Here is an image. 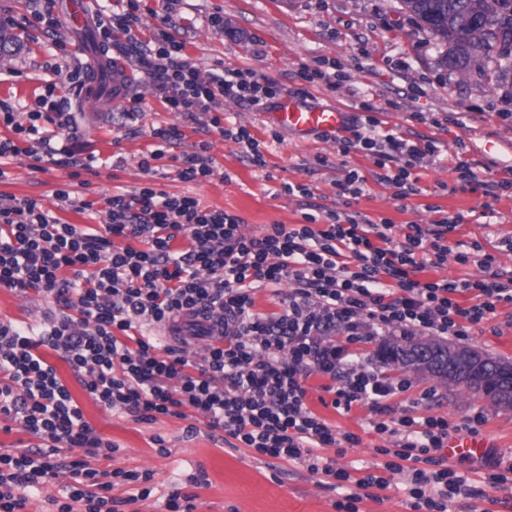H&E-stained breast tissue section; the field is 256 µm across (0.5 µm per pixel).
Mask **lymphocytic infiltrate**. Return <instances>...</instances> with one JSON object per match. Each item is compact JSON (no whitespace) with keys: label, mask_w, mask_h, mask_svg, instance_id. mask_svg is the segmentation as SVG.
Instances as JSON below:
<instances>
[{"label":"lymphocytic infiltrate","mask_w":512,"mask_h":512,"mask_svg":"<svg viewBox=\"0 0 512 512\" xmlns=\"http://www.w3.org/2000/svg\"><path fill=\"white\" fill-rule=\"evenodd\" d=\"M171 18L157 27L145 65L157 74L162 104L183 122L211 113L223 127L225 102L259 112L278 96L276 84L249 69L225 68L202 76L183 57V44L170 32ZM55 85L39 99V111L18 121L0 113L15 133L35 135L37 122L61 115L64 100ZM364 153L380 169L381 181L397 199L415 195L414 169L437 157L436 141L404 138L380 129L374 107L358 115L336 139V151ZM105 234L61 223L33 198L0 205V288L19 295L35 290L53 297L62 315L39 330L0 323V419L36 437L19 454H0V512H24L30 494L69 475L57 512H120L148 498L152 472L90 467L92 457H110L116 447L96 434L55 368L43 358L50 349L65 361L84 389L105 409L123 410L143 422L158 416L202 417L210 431H222L260 456L303 465L337 483L354 482L356 492L336 504L337 512H358L359 492L384 489L388 473L407 471L414 512H447L459 496L487 500L488 488L506 477L493 473L487 489L469 485L449 469L445 450L451 435L478 434L485 421L476 413L452 423L437 415L412 416L389 400L410 389L370 369L356 345L380 333L416 331L468 338L473 326L495 317L499 304L512 305V276L494 269L486 255L472 279H418L424 266L443 267L448 258L469 261L453 251L448 234L463 220L443 214L429 224L409 225L403 240L388 220L359 212L316 210L301 225L272 224L261 235L242 230V219L209 209L192 196L152 187L106 201ZM185 237L183 250L173 247ZM125 246H116V239ZM428 251V262L416 259ZM289 283L279 312L254 308V294L267 284ZM471 293L476 302L460 304ZM211 342L201 357L163 337L143 334L182 317ZM343 341H334L335 331ZM328 379L335 409L368 405L373 429L395 439L385 475L353 479L324 456L360 439L339 432L306 403V381ZM80 448L83 458L66 460L64 449ZM140 484L138 494L117 498L114 487Z\"/></svg>","instance_id":"lymphocytic-infiltrate-1"}]
</instances>
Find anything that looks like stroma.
<instances>
[{"mask_svg": "<svg viewBox=\"0 0 512 512\" xmlns=\"http://www.w3.org/2000/svg\"><path fill=\"white\" fill-rule=\"evenodd\" d=\"M44 0H0V111L34 112L48 84L59 74L82 68L83 83L67 91L68 105L59 124L40 122V133L27 138L0 124V139H11L22 154L0 158V202L32 197L60 222L80 229L104 231L105 201L116 193H135L145 186L196 197L208 208H217L243 219L250 235L272 224L301 223L303 198L285 194L283 184L302 183L313 191L312 204H336L338 178L344 165L358 168L366 178L363 196L351 200V210L370 218H389L395 238L408 225L426 224L435 210L464 214L465 220L448 235L449 245L478 244L493 255L499 270L512 274V198H502L493 215L481 216L482 181L501 177L512 167V84H494L479 76L460 80L441 65L444 46L418 26L402 9L400 0H141L143 25L136 41L123 35L104 40L100 33L85 37L67 24L68 0H54V14L64 24L57 34H47L35 19ZM172 16V30L184 44V57L202 74L218 66L249 69L277 83L283 94L309 97L356 114L361 102L374 104L382 131L410 139L436 140L441 153L436 160L415 169L417 195L399 201L392 187L377 178V169L362 153L342 157L332 136L301 139L276 130L262 113L235 103L224 105L225 126L244 125L260 142L265 167L249 162L242 146L210 125L211 115L198 113L195 122L166 111L159 98L158 82L141 64V54L163 17ZM127 63L138 78L125 100L111 93L85 98L83 88L99 82L92 69L94 53ZM325 60L343 72L347 82L340 91L303 81L301 66ZM183 124L185 137L170 146L169 159L144 167L154 150L153 127ZM211 144L213 174L201 183L182 182L177 173L183 158L195 154L198 141ZM465 144L466 159L476 184L453 194L443 184L453 183L451 159L458 144ZM42 163H35L34 154ZM84 162L74 170L71 161ZM69 190L70 202L57 200V189ZM92 202L80 211L76 200ZM54 299L31 291L21 296L0 288V322L41 327L45 318L59 313ZM470 346L495 358L512 361V306H499L495 318L473 327ZM43 357L79 404L86 421L119 450L112 458L97 457L90 465L99 470H149L154 474L149 498L129 505L126 512H166L164 500L174 482L205 471L207 485L197 490L196 512H336L342 490L330 489L324 476L302 465L258 457L244 448H233L211 438L201 429L186 438L187 420L161 416L146 423L128 413L102 408L84 390L69 365L53 351ZM378 368L392 377L407 376L413 393L434 389L428 412L458 422L484 412L478 436L488 446L480 460L457 458L447 465L468 484L488 489L486 478L496 468L512 465V409L496 408L489 400L459 387L416 372H403L378 361ZM325 378L306 382V403L338 431L356 434L360 442L337 454L325 449L335 467L353 477L378 472L385 463L384 449L393 447L392 436H381L370 425L368 407L357 405L349 413L337 412L332 395L325 392ZM163 438L168 454H159L155 438ZM407 476L394 473L390 486L371 490L358 504L359 512H413L405 487ZM495 498V512H512V483L488 489Z\"/></svg>", "mask_w": 512, "mask_h": 512, "instance_id": "stroma-1", "label": "stroma"}]
</instances>
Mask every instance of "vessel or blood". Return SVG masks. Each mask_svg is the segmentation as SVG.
Masks as SVG:
<instances>
[{
    "label": "vessel or blood",
    "mask_w": 512,
    "mask_h": 512,
    "mask_svg": "<svg viewBox=\"0 0 512 512\" xmlns=\"http://www.w3.org/2000/svg\"><path fill=\"white\" fill-rule=\"evenodd\" d=\"M268 117L276 127L288 130L301 138L332 132L342 128L346 123L345 112L336 106L295 95L279 99ZM484 452V444L468 436L450 440L446 450L448 457H465L472 460L481 457Z\"/></svg>",
    "instance_id": "vessel-or-blood-1"
}]
</instances>
